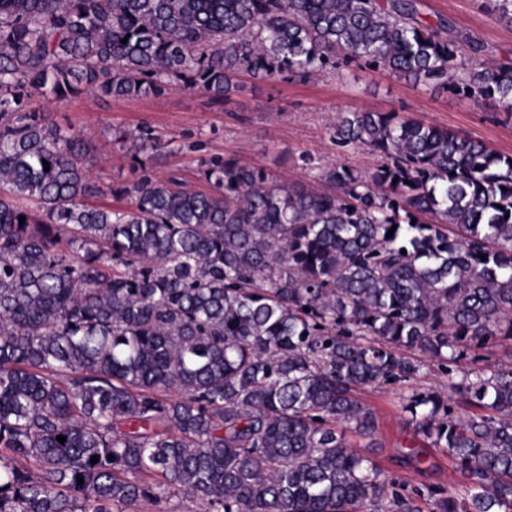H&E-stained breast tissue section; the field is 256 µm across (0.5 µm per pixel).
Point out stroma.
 Returning a JSON list of instances; mask_svg holds the SVG:
<instances>
[{"instance_id": "1", "label": "stroma", "mask_w": 512, "mask_h": 512, "mask_svg": "<svg viewBox=\"0 0 512 512\" xmlns=\"http://www.w3.org/2000/svg\"><path fill=\"white\" fill-rule=\"evenodd\" d=\"M424 20L445 19L485 47L489 58H512V27L481 11L479 0H418ZM241 88L228 103L213 102L198 90L174 87L159 96L112 99L87 92L63 101L37 99L31 106L61 127L80 131L90 144L84 166L104 193L98 206L118 207L114 189L147 174L178 177L198 191L209 190L203 162L220 156L274 171L287 182L308 181L299 157L309 153L321 164L341 162L367 172L376 156L345 151L332 139L331 124L347 110L396 112L427 124L445 126L512 154V117L489 101L433 92L382 71L314 77L305 82H266L240 75ZM147 128L163 147L128 152L112 142L116 128ZM361 400L377 415L378 447L367 454L386 472L418 486L458 490L465 484L447 455L428 447L407 427L393 391H364Z\"/></svg>"}]
</instances>
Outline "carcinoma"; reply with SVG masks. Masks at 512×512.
<instances>
[{"instance_id": "obj_1", "label": "carcinoma", "mask_w": 512, "mask_h": 512, "mask_svg": "<svg viewBox=\"0 0 512 512\" xmlns=\"http://www.w3.org/2000/svg\"><path fill=\"white\" fill-rule=\"evenodd\" d=\"M481 5L512 24V0ZM483 51L415 0H0V512L174 495L198 512H512V361L460 371L512 340V154L340 112L336 145L377 156L372 171L307 153L310 185L214 158L209 192L145 176L102 208L82 135L21 105L174 86L226 103L242 73L355 62L511 116L512 58L465 63ZM114 139L161 148L147 128ZM431 366L444 390L402 409L460 493L356 444L377 432L361 392Z\"/></svg>"}]
</instances>
